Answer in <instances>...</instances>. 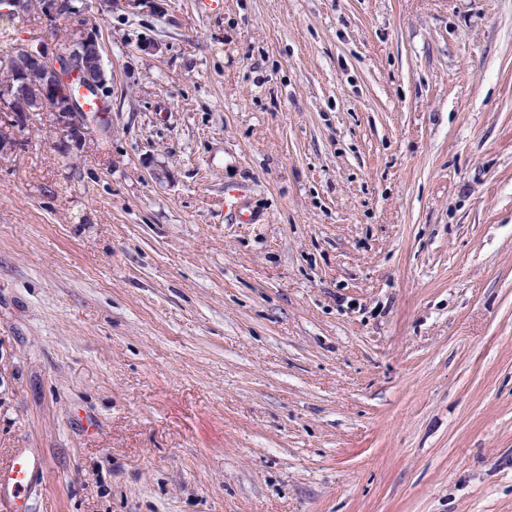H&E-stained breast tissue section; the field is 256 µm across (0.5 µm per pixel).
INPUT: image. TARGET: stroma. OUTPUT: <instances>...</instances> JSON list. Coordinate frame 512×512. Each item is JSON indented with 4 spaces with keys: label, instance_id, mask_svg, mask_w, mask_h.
<instances>
[{
    "label": "stroma",
    "instance_id": "1",
    "mask_svg": "<svg viewBox=\"0 0 512 512\" xmlns=\"http://www.w3.org/2000/svg\"><path fill=\"white\" fill-rule=\"evenodd\" d=\"M89 3L110 112L0 155V512H512V0ZM37 466V461L32 460L25 450L19 451L10 465L0 467V488H10L17 498L22 497Z\"/></svg>",
    "mask_w": 512,
    "mask_h": 512
}]
</instances>
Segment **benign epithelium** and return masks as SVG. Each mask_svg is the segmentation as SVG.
<instances>
[{"mask_svg":"<svg viewBox=\"0 0 512 512\" xmlns=\"http://www.w3.org/2000/svg\"><path fill=\"white\" fill-rule=\"evenodd\" d=\"M70 2L3 0L0 18L13 21L36 8L55 22L65 20L71 16ZM12 57L15 78L0 83V154L15 149L30 117L39 112H54L64 133H84L86 113L70 87L78 86L80 92L100 101L106 97L111 78L104 65L99 27L89 10L83 11L66 47L58 48L36 31L16 45Z\"/></svg>","mask_w":512,"mask_h":512,"instance_id":"7a95c632","label":"benign epithelium"}]
</instances>
